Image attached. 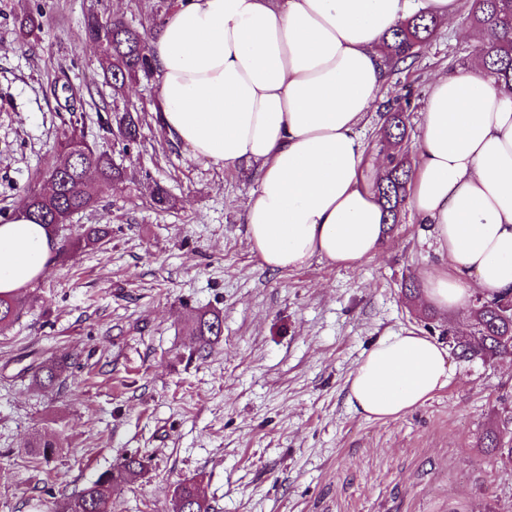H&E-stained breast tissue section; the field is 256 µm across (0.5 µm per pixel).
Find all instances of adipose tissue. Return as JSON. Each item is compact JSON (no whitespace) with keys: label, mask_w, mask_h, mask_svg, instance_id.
Returning a JSON list of instances; mask_svg holds the SVG:
<instances>
[{"label":"adipose tissue","mask_w":512,"mask_h":512,"mask_svg":"<svg viewBox=\"0 0 512 512\" xmlns=\"http://www.w3.org/2000/svg\"><path fill=\"white\" fill-rule=\"evenodd\" d=\"M458 0H178L149 41L167 136L195 156L255 170L244 214L273 271L318 258L353 267L384 237L379 175L358 128L384 83L383 37L418 12L451 21ZM407 202L429 225L439 267L424 301L468 312L512 292V96L480 65L434 79ZM52 232L25 211L0 224V292L47 269ZM448 351L412 330L384 337L351 372L348 401L395 419L443 389Z\"/></svg>","instance_id":"1"}]
</instances>
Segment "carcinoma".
<instances>
[{
	"mask_svg": "<svg viewBox=\"0 0 512 512\" xmlns=\"http://www.w3.org/2000/svg\"><path fill=\"white\" fill-rule=\"evenodd\" d=\"M468 17L481 34L476 49L483 60L484 73L504 93L512 95V0H469ZM43 13L26 15L20 22V32L29 37L41 28ZM439 22L420 12L408 18L386 36L384 45L385 65L398 66L415 61L414 48L430 40ZM83 36L92 42H101L107 50L104 74L112 81L114 91H119L126 81L143 73L152 74L149 45L145 36L119 18H109L92 12L84 21ZM117 126L123 128L121 139L129 148L139 141V117L130 111L115 116ZM80 119L72 116L67 131L56 141L60 160L40 174L48 191L40 194L38 188L27 191L29 215L39 224H59L69 215L93 207L96 203V182H120L125 174L112 160L110 150L89 144L81 130ZM386 165L376 181V192L387 215L395 224L407 198V185L411 167L404 154L392 147L399 146L407 137L404 108L390 107L385 112ZM107 236L105 228L89 227L73 245L95 246ZM24 302L17 294L0 293V331L19 318ZM473 334L455 342L454 349L464 359L479 357L484 361L512 357V294L486 300L477 299L471 312ZM223 320L217 314L196 317L192 333L198 349L205 350L222 335ZM67 361L41 366L33 374L36 385H53ZM486 447L500 457L512 460V435L492 429L485 435ZM145 469L144 457L132 454L122 459L114 468L98 475L76 496L55 505L53 512H111L112 493L122 485L139 477ZM173 512H210L199 486L183 482L173 495Z\"/></svg>",
	"mask_w": 512,
	"mask_h": 512,
	"instance_id": "cac0c4a2",
	"label": "carcinoma"
}]
</instances>
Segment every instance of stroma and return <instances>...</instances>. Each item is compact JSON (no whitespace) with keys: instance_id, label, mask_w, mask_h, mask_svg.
I'll return each instance as SVG.
<instances>
[{"instance_id":"35a3bbf8","label":"stroma","mask_w":512,"mask_h":512,"mask_svg":"<svg viewBox=\"0 0 512 512\" xmlns=\"http://www.w3.org/2000/svg\"><path fill=\"white\" fill-rule=\"evenodd\" d=\"M168 3L0 0V209L17 210L56 163L67 85L90 88L78 107L86 137L125 171L98 184L67 231L107 224L110 236L51 262L33 307L0 333V512H47L135 453L146 472L112 512H172L176 486L192 480L213 512H512V463L483 446L490 426L512 423V360L450 355L447 386L386 422L347 401L350 373L382 337L413 330L444 344L471 329L421 300L420 273L439 262L427 225L405 209L358 266L270 270L244 224L252 168L170 141L155 77L113 92L100 47L81 36L85 15L136 26ZM40 4L41 30L21 39L20 19ZM465 15L438 27L413 68L387 70L359 127L369 153L382 144L381 102L410 93L416 136L435 75L474 63ZM104 106L141 114L137 146L102 129ZM158 185L171 208L155 206ZM205 311L220 313L224 333L201 353L192 323ZM64 353L57 384L33 385L35 368ZM44 437L58 443L45 459L34 447Z\"/></svg>"}]
</instances>
